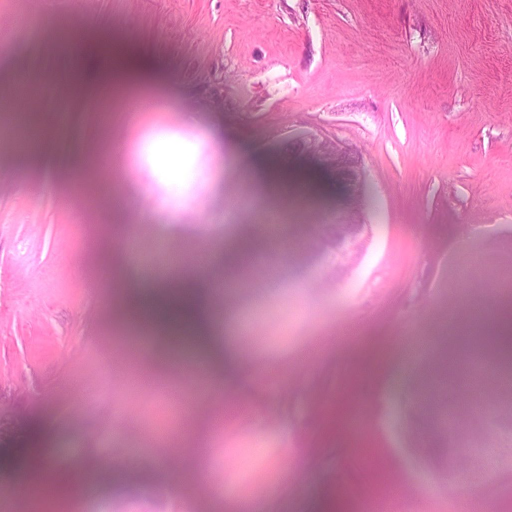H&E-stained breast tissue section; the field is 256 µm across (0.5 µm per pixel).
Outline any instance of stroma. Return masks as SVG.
Returning a JSON list of instances; mask_svg holds the SVG:
<instances>
[{
	"label": "stroma",
	"instance_id": "35a3bbf8",
	"mask_svg": "<svg viewBox=\"0 0 512 512\" xmlns=\"http://www.w3.org/2000/svg\"><path fill=\"white\" fill-rule=\"evenodd\" d=\"M1 23L14 34L0 82L53 84L67 111L33 157L0 127L9 512H23L20 471L80 461L103 476L62 512H328L338 499L380 512L397 490L407 512H455L466 494L472 512H512V472L448 469L417 402L449 336L512 305V0H0ZM62 35L122 43L163 111L69 93ZM305 136L358 153V208L290 154ZM169 141L176 172L157 157ZM270 172L307 194L272 203L256 183ZM267 216L274 238L253 245L246 279L225 273L212 311L236 362L222 387L189 383L173 346L133 349L123 289L154 284L156 247L202 276L199 252L218 259ZM352 221L356 257L317 249L323 225ZM160 449L177 471H161Z\"/></svg>",
	"mask_w": 512,
	"mask_h": 512
}]
</instances>
